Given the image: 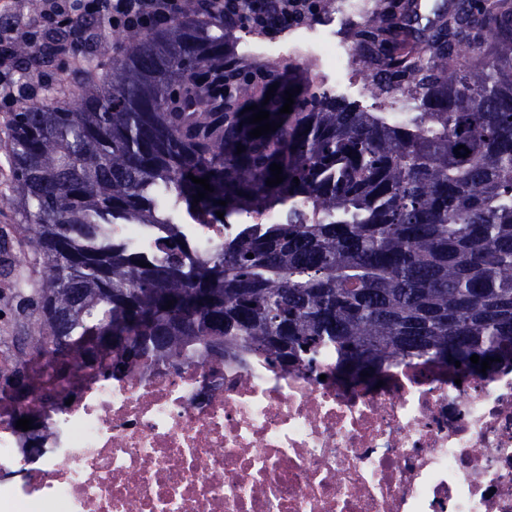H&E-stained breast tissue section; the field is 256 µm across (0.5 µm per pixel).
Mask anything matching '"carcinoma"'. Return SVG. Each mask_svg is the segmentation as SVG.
<instances>
[{
	"mask_svg": "<svg viewBox=\"0 0 512 512\" xmlns=\"http://www.w3.org/2000/svg\"><path fill=\"white\" fill-rule=\"evenodd\" d=\"M402 8L391 0L358 37L382 91L416 88L419 111L400 119L286 67L243 70L224 44L231 20L199 19L198 0L160 30L125 31L102 79L61 77L68 106L49 91L11 113L13 204L48 260L26 339L55 377L189 357L286 370L326 348L338 372L402 361L478 375L494 353L512 360V0H455L417 56ZM251 105L279 128L250 137ZM273 163L284 180L270 187ZM191 175L214 187L196 205ZM272 208L284 223L190 258L183 223ZM115 224L164 231L162 259L113 239ZM11 376L29 387L28 360Z\"/></svg>",
	"mask_w": 512,
	"mask_h": 512,
	"instance_id": "1",
	"label": "carcinoma"
}]
</instances>
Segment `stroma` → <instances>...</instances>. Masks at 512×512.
Here are the masks:
<instances>
[{
  "label": "stroma",
  "instance_id": "35a3bbf8",
  "mask_svg": "<svg viewBox=\"0 0 512 512\" xmlns=\"http://www.w3.org/2000/svg\"><path fill=\"white\" fill-rule=\"evenodd\" d=\"M10 115L0 112V398L9 391L6 367L18 357L32 358L22 339L25 315L36 301L35 289L45 276L43 255L32 233L7 202L15 186V163L7 134Z\"/></svg>",
  "mask_w": 512,
  "mask_h": 512
}]
</instances>
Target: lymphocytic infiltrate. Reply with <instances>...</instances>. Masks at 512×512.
Listing matches in <instances>:
<instances>
[{
    "mask_svg": "<svg viewBox=\"0 0 512 512\" xmlns=\"http://www.w3.org/2000/svg\"><path fill=\"white\" fill-rule=\"evenodd\" d=\"M239 0H199V10L218 11L238 17L241 25L259 26L266 20L277 25L303 20L317 7L316 0H248L249 10L238 15ZM181 7V0H47L42 25L16 27L0 35V108L13 111L20 100L34 99L49 82L47 70L52 60L69 53L67 40L57 38V31L88 29L98 17H107L113 30L162 28ZM39 45L42 53L26 67H19L14 48L18 43Z\"/></svg>",
    "mask_w": 512,
    "mask_h": 512,
    "instance_id": "1",
    "label": "lymphocytic infiltrate"
}]
</instances>
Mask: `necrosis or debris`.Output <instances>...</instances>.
Masks as SVG:
<instances>
[{
  "mask_svg": "<svg viewBox=\"0 0 512 512\" xmlns=\"http://www.w3.org/2000/svg\"><path fill=\"white\" fill-rule=\"evenodd\" d=\"M274 42L242 30L246 54L293 57L335 76L355 50L336 18ZM38 375L25 414L46 436L26 457L0 401V512H512V364L461 383L392 365L349 386L249 359L135 366L63 384Z\"/></svg>",
  "mask_w": 512,
  "mask_h": 512,
  "instance_id": "obj_1",
  "label": "necrosis or debris"
}]
</instances>
